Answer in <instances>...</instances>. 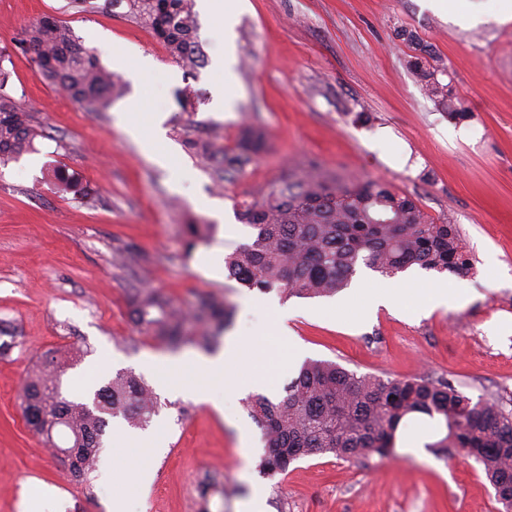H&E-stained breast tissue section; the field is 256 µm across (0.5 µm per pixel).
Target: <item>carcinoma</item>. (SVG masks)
<instances>
[{
  "mask_svg": "<svg viewBox=\"0 0 512 512\" xmlns=\"http://www.w3.org/2000/svg\"><path fill=\"white\" fill-rule=\"evenodd\" d=\"M124 15L149 27L171 55L194 69L203 63L192 0H112ZM401 36L419 54L410 66L423 89L450 120L465 117L458 99L437 75L438 57L411 31ZM16 47L33 54L39 77L60 88L92 112H102L121 86L85 42L53 16L27 28ZM0 51V164L31 150L37 136L35 116L17 106L7 92L9 74ZM265 145V133L249 127L238 151L227 154L206 142L190 149L214 162L221 173L243 170ZM240 220L254 230L248 243L224 258L229 278L247 288L282 289L288 296L332 297L346 288L361 265L386 277L416 266L467 277L473 257L457 224H437L409 196L373 181L345 183L311 167L271 186L240 206ZM140 332L177 350L194 346L215 350L231 324L233 307L207 295L188 305L141 286L131 297ZM65 364L51 360L28 375L21 409L27 424L46 443L67 451L74 480L93 472L109 426L121 416L133 427L150 419L157 407L153 388L133 372H119L87 402L61 392ZM246 409L261 430L267 453L263 467L284 473L312 454L347 459L398 457L396 432L410 417L437 419L436 453L462 452L480 464L504 512H512V411L500 399L467 395L443 377L384 379L357 374L336 362L310 360L275 400L263 394L246 399Z\"/></svg>",
  "mask_w": 512,
  "mask_h": 512,
  "instance_id": "cac0c4a2",
  "label": "carcinoma"
}]
</instances>
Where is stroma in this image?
Here are the masks:
<instances>
[{"label": "stroma", "mask_w": 512, "mask_h": 512, "mask_svg": "<svg viewBox=\"0 0 512 512\" xmlns=\"http://www.w3.org/2000/svg\"><path fill=\"white\" fill-rule=\"evenodd\" d=\"M481 20L455 22L430 0H243L236 33V80L220 89L212 76L224 47V19L199 15L205 62L188 75L153 32L114 13L107 0L77 11L68 0H0V50L8 93L34 112L31 152L0 165V512H241L261 496L263 512H499L481 466L463 454L382 460L317 454L287 473L263 474L260 430L243 398L216 384L223 408L192 391L194 377L161 384L173 352L138 331L129 291L140 282L191 303L218 294L235 307L225 340L262 334L272 373L263 393L282 396L304 360H331L384 378H448L461 391L500 397L512 409V20L499 0H459ZM51 15L83 38L104 67L112 53L150 58L161 70L146 100L130 80L103 112L72 106L43 82L31 54L15 47L34 20ZM413 31L442 58L443 80L467 112L465 137L449 138V120L425 94L397 33ZM197 90L196 111L180 92ZM233 111L217 109L220 93ZM164 112L174 154L155 159L120 123L135 107ZM265 132V146L243 171L217 176L187 146L203 140L236 148L245 127ZM344 180L377 181L411 196L435 222L459 225L475 257L461 285L463 305L426 311L427 289L399 309L355 319L332 314L334 299L362 306L379 273L359 268L337 298L288 297L241 287L224 272V257L252 230L238 204L309 166ZM211 233L193 251L184 227ZM288 309L275 328L270 303ZM77 350L62 376L77 398L117 372L142 375L159 410L148 428L156 446L149 475L132 461L129 425L112 419L96 472L86 481L27 427L21 383L56 351Z\"/></svg>", "instance_id": "obj_1"}]
</instances>
